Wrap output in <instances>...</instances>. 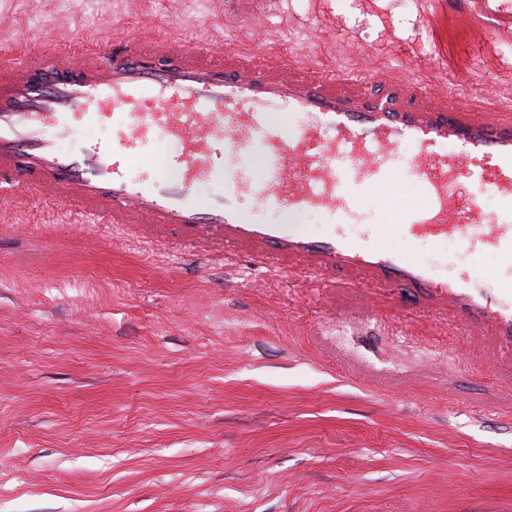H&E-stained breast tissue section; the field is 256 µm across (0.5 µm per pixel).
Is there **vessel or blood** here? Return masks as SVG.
<instances>
[{"label":"vessel or blood","mask_w":512,"mask_h":512,"mask_svg":"<svg viewBox=\"0 0 512 512\" xmlns=\"http://www.w3.org/2000/svg\"><path fill=\"white\" fill-rule=\"evenodd\" d=\"M276 112L295 115L276 125ZM87 124L112 135L65 152ZM165 142L177 178H129V159ZM416 151L402 157L403 144ZM257 156L261 175L244 162ZM418 181L423 201L401 213V231L505 261L496 283L444 265L393 256L378 227L349 236L366 193L396 163ZM474 177L503 202L500 213L462 200ZM211 185L207 204L196 184ZM0 193L68 203L82 219L154 242L177 240L205 259L235 257L358 288H407L419 307L458 319L478 336L512 342V108L379 70L369 77L325 69L265 48L193 46L170 33L114 32L111 42L39 44L29 58L0 60ZM313 208L330 224L319 237L292 224L257 222L254 209Z\"/></svg>","instance_id":"b4317fda"}]
</instances>
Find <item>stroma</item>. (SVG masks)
<instances>
[{"mask_svg": "<svg viewBox=\"0 0 512 512\" xmlns=\"http://www.w3.org/2000/svg\"><path fill=\"white\" fill-rule=\"evenodd\" d=\"M270 0L291 56L363 77L442 79L466 100L512 83V0ZM231 0H0V56L52 25L247 44ZM393 170L360 221L383 250L496 281L494 251L404 235ZM0 198V512H512V353L404 288L297 287L226 273L109 224H53Z\"/></svg>", "mask_w": 512, "mask_h": 512, "instance_id": "stroma-1", "label": "stroma"}]
</instances>
